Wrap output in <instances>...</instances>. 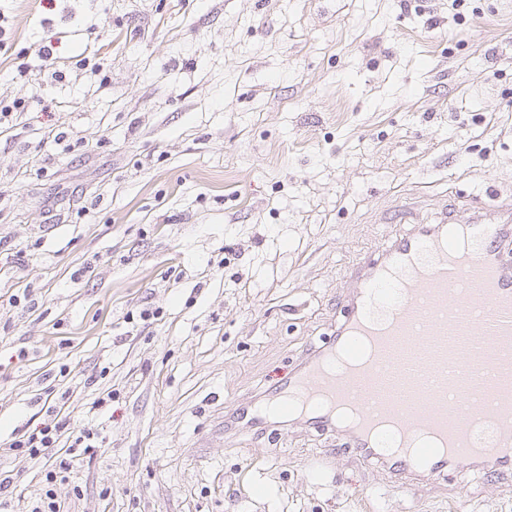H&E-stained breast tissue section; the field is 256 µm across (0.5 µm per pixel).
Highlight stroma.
Instances as JSON below:
<instances>
[{
	"mask_svg": "<svg viewBox=\"0 0 512 512\" xmlns=\"http://www.w3.org/2000/svg\"><path fill=\"white\" fill-rule=\"evenodd\" d=\"M0 16V512L49 487L66 512H512L506 477L410 487L322 428L224 431L332 338L352 263L451 205L512 201V0ZM49 398L98 448L51 486L8 449Z\"/></svg>",
	"mask_w": 512,
	"mask_h": 512,
	"instance_id": "1",
	"label": "stroma"
}]
</instances>
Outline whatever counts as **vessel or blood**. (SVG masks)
I'll return each mask as SVG.
<instances>
[{"label": "vessel or blood", "mask_w": 512, "mask_h": 512, "mask_svg": "<svg viewBox=\"0 0 512 512\" xmlns=\"http://www.w3.org/2000/svg\"><path fill=\"white\" fill-rule=\"evenodd\" d=\"M512 206L418 224L353 265L329 349L302 362L251 425L338 424L394 478L512 468ZM380 380L369 394L359 381Z\"/></svg>", "instance_id": "vessel-or-blood-1"}]
</instances>
